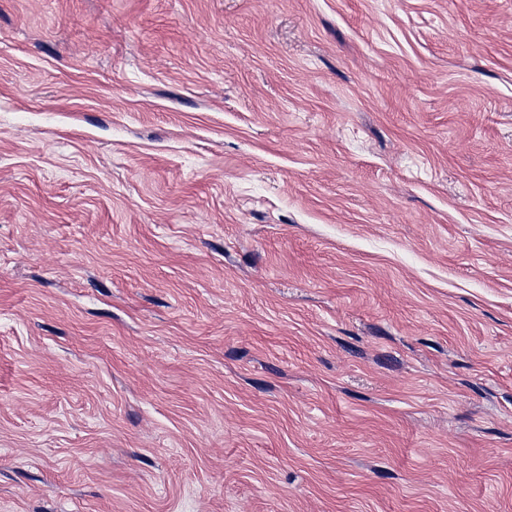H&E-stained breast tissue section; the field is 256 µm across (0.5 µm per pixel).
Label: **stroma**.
Wrapping results in <instances>:
<instances>
[{
  "label": "stroma",
  "mask_w": 512,
  "mask_h": 512,
  "mask_svg": "<svg viewBox=\"0 0 512 512\" xmlns=\"http://www.w3.org/2000/svg\"><path fill=\"white\" fill-rule=\"evenodd\" d=\"M0 512H512V0H0Z\"/></svg>",
  "instance_id": "35a3bbf8"
}]
</instances>
